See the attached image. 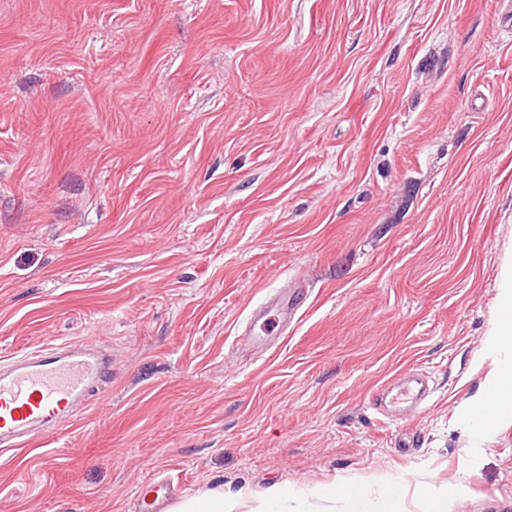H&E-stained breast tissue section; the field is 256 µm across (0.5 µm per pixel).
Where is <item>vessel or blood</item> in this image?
Returning <instances> with one entry per match:
<instances>
[{
	"instance_id": "obj_1",
	"label": "vessel or blood",
	"mask_w": 512,
	"mask_h": 512,
	"mask_svg": "<svg viewBox=\"0 0 512 512\" xmlns=\"http://www.w3.org/2000/svg\"><path fill=\"white\" fill-rule=\"evenodd\" d=\"M303 286L269 297L265 309L246 324L245 334L259 329H286L303 307ZM112 363L94 340L72 341L12 361L0 371V450L28 446L44 427L86 402L94 386L111 374ZM179 488L152 478L137 494L141 512H165Z\"/></svg>"
}]
</instances>
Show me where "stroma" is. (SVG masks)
I'll use <instances>...</instances> for the list:
<instances>
[{"label":"stroma","instance_id":"35a3bbf8","mask_svg":"<svg viewBox=\"0 0 512 512\" xmlns=\"http://www.w3.org/2000/svg\"><path fill=\"white\" fill-rule=\"evenodd\" d=\"M512 243V0H0V367L115 374L0 454V512H512V422L465 408ZM307 300L259 347L254 309ZM427 376L408 419L372 406ZM178 492L179 487L168 480L149 479L140 486L137 494L140 512H166ZM320 493L329 498L341 497L345 499V501L349 504L350 507V510H348L349 512L367 511L366 502L362 494L356 489L337 487L336 485H331L323 488L320 491ZM180 509L178 512H224V493L206 492L190 499Z\"/></svg>","mask_w":512,"mask_h":512}]
</instances>
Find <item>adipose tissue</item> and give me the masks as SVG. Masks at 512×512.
<instances>
[{
    "mask_svg": "<svg viewBox=\"0 0 512 512\" xmlns=\"http://www.w3.org/2000/svg\"><path fill=\"white\" fill-rule=\"evenodd\" d=\"M512 347V255L507 256L500 273L495 323L487 334L486 347L496 352ZM468 416L476 437L490 434L500 422L512 416V359L500 361L485 388L471 403Z\"/></svg>",
    "mask_w": 512,
    "mask_h": 512,
    "instance_id": "obj_1",
    "label": "adipose tissue"
}]
</instances>
